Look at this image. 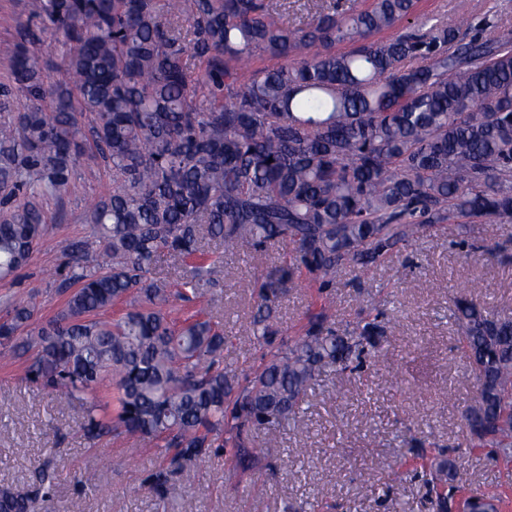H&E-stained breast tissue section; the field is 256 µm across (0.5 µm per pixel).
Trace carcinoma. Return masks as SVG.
I'll return each mask as SVG.
<instances>
[{"label": "carcinoma", "mask_w": 512, "mask_h": 512, "mask_svg": "<svg viewBox=\"0 0 512 512\" xmlns=\"http://www.w3.org/2000/svg\"><path fill=\"white\" fill-rule=\"evenodd\" d=\"M313 8L296 27L284 0H28L39 31L0 46L1 278L46 235L41 201L72 191L86 146L112 164V191L89 213L94 240L72 242L58 266L61 307L40 324L36 303L1 301L0 354L24 346L27 381L83 401L88 441L155 448L142 486L162 504L211 456L258 474L259 434L297 427L327 371L385 356L377 314L336 333L326 290L339 271L380 266L433 228L512 222V38L470 36L419 0ZM42 33L68 47L57 79ZM17 95L27 104L13 113ZM78 112L92 114L88 129ZM282 245L245 328L266 360L241 381L217 316H172L170 287L191 302L225 256ZM161 261L183 270L175 283L153 277ZM305 274L319 310L284 336L276 304ZM478 296L470 285L449 307L477 386L461 419L473 446L508 464L512 316ZM422 479L427 512H499L497 496L465 494L466 472L442 451ZM54 480L45 468L25 491L1 486L0 512H36Z\"/></svg>", "instance_id": "obj_1"}]
</instances>
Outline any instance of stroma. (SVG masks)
<instances>
[{
    "label": "stroma",
    "instance_id": "35a3bbf8",
    "mask_svg": "<svg viewBox=\"0 0 512 512\" xmlns=\"http://www.w3.org/2000/svg\"><path fill=\"white\" fill-rule=\"evenodd\" d=\"M423 12L471 26L498 23L512 34V0H420ZM71 194L44 206L49 232L16 275L0 279V299L36 298L42 318L53 316L65 295L53 271L68 244L91 238V203L112 188V170L86 149L75 168ZM499 243L512 251V223L483 221L470 233L439 228L413 241L384 265L344 270L332 285L337 330L352 327L360 309H374L393 323L387 356L360 372L328 373L316 386L298 428L264 438L270 469L261 489H252L216 456L191 473L184 497L173 512H283L285 504L320 502L321 512H425L426 489L419 477L410 435L432 431L450 459L471 476V493L502 499L512 512V468L485 450L467 445L461 409L477 395L449 318L448 299L470 282L492 308L512 310V258L493 264L480 248ZM278 248L261 258L240 252L226 257L213 290L216 311L230 343L227 365L249 374L263 348L243 338L253 306L258 270L283 261ZM316 291L292 289L281 298L277 322L292 335L314 308ZM22 361L0 357V484L26 490L35 472L54 470L56 486L40 512H162L140 486L157 462L153 448H132L109 435L88 443L80 427L81 409L58 391L26 381ZM98 464L85 466L88 456Z\"/></svg>",
    "mask_w": 512,
    "mask_h": 512
}]
</instances>
